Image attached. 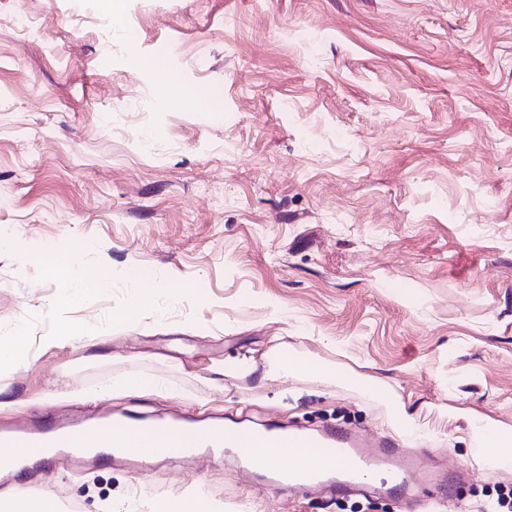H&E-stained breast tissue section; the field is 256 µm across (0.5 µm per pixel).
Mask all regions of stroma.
<instances>
[{"instance_id": "stroma-1", "label": "stroma", "mask_w": 512, "mask_h": 512, "mask_svg": "<svg viewBox=\"0 0 512 512\" xmlns=\"http://www.w3.org/2000/svg\"><path fill=\"white\" fill-rule=\"evenodd\" d=\"M1 238L0 339L24 329L31 356L0 372L1 428L143 378L109 407L342 425L461 475L349 497L228 456L19 478L58 512L197 485L221 512H490L512 490L464 420L512 431V0H125L118 24L99 0H0ZM69 265L100 287L72 301ZM64 325L81 336L45 344ZM274 349L379 390L230 369Z\"/></svg>"}]
</instances>
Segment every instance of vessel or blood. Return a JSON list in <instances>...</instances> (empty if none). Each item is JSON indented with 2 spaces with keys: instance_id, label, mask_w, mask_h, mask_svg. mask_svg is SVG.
<instances>
[{
  "instance_id": "obj_1",
  "label": "vessel or blood",
  "mask_w": 512,
  "mask_h": 512,
  "mask_svg": "<svg viewBox=\"0 0 512 512\" xmlns=\"http://www.w3.org/2000/svg\"><path fill=\"white\" fill-rule=\"evenodd\" d=\"M116 422L126 430L140 434L152 447L169 449L174 457L189 458L203 448H218L233 453L240 466L262 473L267 486L274 489L326 484L336 494L346 495L359 487L361 475L370 470L386 473L388 491L392 494L408 493L416 479L439 484L448 479L444 473L431 474L419 453L400 448L387 440L380 441L373 449H366L357 432L339 425H331L315 433L271 430L260 438L244 431H228L218 425H205L195 437L183 440L177 448L171 449L167 441L182 426L177 416L93 413L84 416L77 424L59 417L48 422L34 418L13 428L2 429L0 447L44 449L41 461L46 465L65 458L78 467L102 462H123L137 466V458L126 452L114 448L103 451L99 448L98 436L111 431ZM260 445L267 448H306L316 463L302 470L288 464L270 465L256 456L255 450ZM322 459L335 460V470L320 468L318 462Z\"/></svg>"
}]
</instances>
